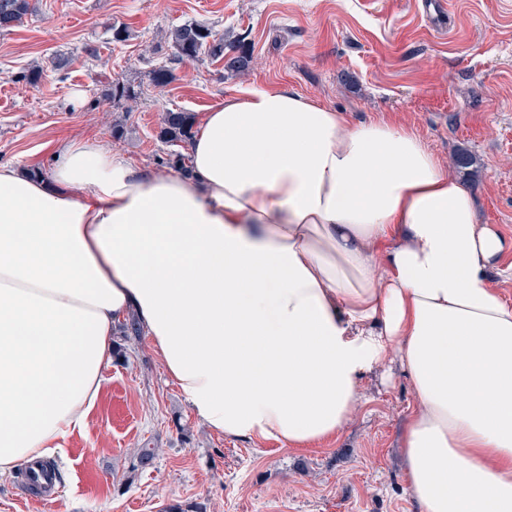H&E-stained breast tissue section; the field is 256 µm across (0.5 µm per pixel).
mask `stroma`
Instances as JSON below:
<instances>
[{
	"label": "stroma",
	"mask_w": 512,
	"mask_h": 512,
	"mask_svg": "<svg viewBox=\"0 0 512 512\" xmlns=\"http://www.w3.org/2000/svg\"><path fill=\"white\" fill-rule=\"evenodd\" d=\"M446 2L451 28L437 33L422 0H30L0 32V164L48 172L64 141L88 138L165 174L175 147L157 136L164 112L202 117L244 86H288L351 121L412 128L445 162L467 150L480 223L512 237V0ZM188 22L223 35L225 57L245 37L249 70L175 59L170 31ZM120 25L130 38L116 43ZM34 66L43 77L32 86L23 74ZM160 66L174 74L163 87L149 79ZM116 77L140 86L137 102L107 99ZM105 377L84 428L50 458L52 497L17 470L0 476V512H420L399 450L414 407L399 366L366 372L353 420L310 448L208 430L146 336H117ZM143 448L156 451L147 469Z\"/></svg>",
	"instance_id": "35a3bbf8"
}]
</instances>
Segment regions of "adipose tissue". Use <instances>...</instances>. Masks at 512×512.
Returning <instances> with one entry per match:
<instances>
[{"mask_svg":"<svg viewBox=\"0 0 512 512\" xmlns=\"http://www.w3.org/2000/svg\"><path fill=\"white\" fill-rule=\"evenodd\" d=\"M190 176L94 140L0 165V475L80 430L135 312L210 430L307 448L399 362L420 512H512V238L413 130L286 87L207 112Z\"/></svg>","mask_w":512,"mask_h":512,"instance_id":"adipose-tissue-1","label":"adipose tissue"}]
</instances>
